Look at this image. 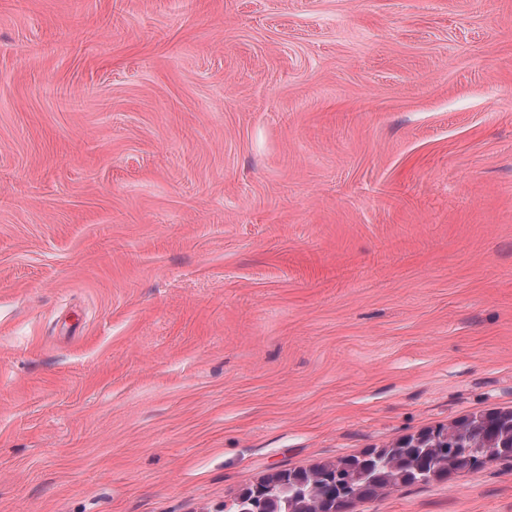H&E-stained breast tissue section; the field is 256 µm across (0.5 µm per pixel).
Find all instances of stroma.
<instances>
[{"label": "stroma", "instance_id": "stroma-1", "mask_svg": "<svg viewBox=\"0 0 512 512\" xmlns=\"http://www.w3.org/2000/svg\"><path fill=\"white\" fill-rule=\"evenodd\" d=\"M507 409L512 0H0V512ZM353 512H512V461Z\"/></svg>", "mask_w": 512, "mask_h": 512}]
</instances>
